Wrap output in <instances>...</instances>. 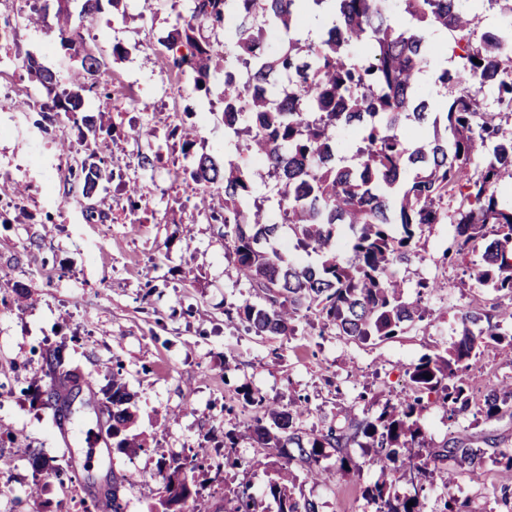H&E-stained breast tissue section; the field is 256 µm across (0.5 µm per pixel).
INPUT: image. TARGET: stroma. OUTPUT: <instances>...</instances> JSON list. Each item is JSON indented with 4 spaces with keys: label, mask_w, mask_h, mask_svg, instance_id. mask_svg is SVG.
Returning <instances> with one entry per match:
<instances>
[{
    "label": "stroma",
    "mask_w": 512,
    "mask_h": 512,
    "mask_svg": "<svg viewBox=\"0 0 512 512\" xmlns=\"http://www.w3.org/2000/svg\"><path fill=\"white\" fill-rule=\"evenodd\" d=\"M190 6L191 0H124L117 13L106 2L94 20L74 19L103 61L96 86L82 93L83 108L103 128L99 155L114 173L89 203L78 191L86 156L78 125L62 114L42 121L47 95L25 67L31 55L64 77L76 62L48 27L26 22L24 0H0V27L10 32L0 42V433L13 437L0 446L12 458L0 470V512H75L77 499L94 498L112 474L125 480L126 512H152L162 469L195 454L207 457L204 469L191 474L204 506L223 512L225 488L247 483L262 493L278 460L274 450L250 443L256 412L244 392L281 405L307 398L301 428L325 429L345 412L362 411L363 389L383 399L408 390L406 367L448 348L463 313L507 300L464 277L465 269L482 266V248L472 249L461 266L443 264L455 234L446 220L424 229L419 256L398 269L407 300L418 296V281L434 282L423 297L429 324L375 344L321 330L312 316L299 318L285 336L246 331L236 308L257 297L225 250L219 225L198 208L202 186L181 177L196 155L224 159V75L216 73L204 91L187 76L181 95L164 92L169 78L161 43L189 20ZM117 43L125 49L119 59L112 55ZM21 100L30 109L19 110ZM191 124L197 141L187 155L179 133ZM141 128L153 129V136H138ZM142 153L166 163L140 168ZM118 182L136 186L138 211H130L125 192H115ZM89 204L105 220H87ZM58 346L88 373L98 402L113 361H122L132 395L126 434L141 443L140 451L90 453L83 437L98 424L89 409L75 417L82 437L63 443L51 408L27 394L43 374V353ZM471 373L483 385L512 382V349L477 346ZM420 423L436 444L465 432L493 434L512 447L508 417L485 421L468 413L451 420L431 403ZM228 431L236 434V447L225 456L215 453ZM19 444L60 459L70 482L34 475L15 452ZM350 454L362 466L360 476L341 475L332 456L322 461L330 471L326 480L297 473V490L317 501L320 512H374L364 490L380 471L365 449ZM228 457L237 467L225 466ZM494 458L490 451L461 468L453 488L427 485L425 512H440L451 493L467 499L470 512H512Z\"/></svg>",
    "instance_id": "obj_1"
}]
</instances>
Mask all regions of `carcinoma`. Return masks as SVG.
<instances>
[{
    "mask_svg": "<svg viewBox=\"0 0 512 512\" xmlns=\"http://www.w3.org/2000/svg\"><path fill=\"white\" fill-rule=\"evenodd\" d=\"M27 21L45 22L53 15L62 48L78 58L70 76L72 89L59 90L57 72L26 61L31 77L51 95L41 106L49 112L83 111L81 91L102 67L95 51L72 25L71 0H27ZM405 24L388 16L390 0H192L190 20L173 28L163 46L165 66L174 80L187 73L197 91L208 89L212 74L224 71V136L236 152L265 160L268 176L276 179L282 223L296 236L297 248L322 254L318 267H300L278 252L265 251L278 225L252 198V177L230 153L219 165L207 154L195 159L183 175L206 189H217L224 211L210 219L224 227V248L258 295V305L245 303L238 315L258 336L294 332L300 314L312 313L322 329L367 343L388 340L408 323L430 319L422 296L435 288L418 283L417 298H404L403 280L394 267L418 255L423 228L439 224L443 205L459 201L453 223L456 235L444 255L449 265L461 264L478 240L486 246L480 278L497 292L512 296V202L500 189L512 183V137L484 103L486 87L497 90L512 118V21L471 40L478 15L470 0H400ZM314 5L327 21L317 43L299 38V21ZM274 28L282 41L274 52L263 48L265 33ZM447 32L464 42V63L451 72L438 68L434 82L457 89L432 122L433 134L421 135L429 118V102L420 92L421 75L436 55L430 35ZM365 46L363 58L350 55L354 45ZM482 61L478 65L473 59ZM357 133L350 159H336L337 136ZM489 156L480 166V149ZM104 160L80 167L81 195L89 199L112 178ZM353 230L347 242L349 259L337 254L341 225ZM512 320V302L487 311L474 308L461 318L460 339L443 354L424 355L405 371L407 392L387 400L375 417L349 413L344 422L318 433H305L299 421L306 408L292 400L278 406L244 393L258 408L250 438L260 448L280 449L276 477L262 494L245 483L224 494V512H319L315 501L293 491L296 466L308 478L321 481L329 470L321 466L326 449L336 453L340 471L360 473L348 448L368 449L380 469V480L365 490L376 512H424L420 492L439 479L454 484L458 465L484 455L482 442L496 448L504 489L512 488V448H499L492 435L451 437L440 445L427 439L420 425L422 394L435 396L448 419L471 411L470 378L464 373L479 343L508 341L500 323ZM44 376L31 388L46 386L54 402L67 400L71 383L85 379L77 365L66 361L60 348L43 357ZM123 365L112 364V382L105 392L112 404V447L134 452L124 437L131 416L123 405L130 400L122 378ZM431 378H425V375ZM512 416V382L492 387L475 415L486 420ZM269 420L264 424L263 420ZM34 472L63 470L39 452L23 449ZM417 478L414 494L392 492L395 474ZM414 502L408 506V502ZM159 512H203L199 490L192 488L184 467H168L162 475Z\"/></svg>",
    "mask_w": 512,
    "mask_h": 512,
    "instance_id": "1",
    "label": "carcinoma"
}]
</instances>
